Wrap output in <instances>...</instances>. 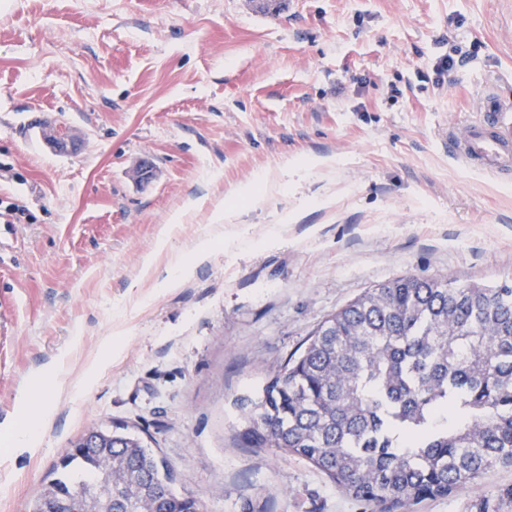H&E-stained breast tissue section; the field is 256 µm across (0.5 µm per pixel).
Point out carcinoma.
<instances>
[{
  "label": "carcinoma",
  "instance_id": "cac0c4a2",
  "mask_svg": "<svg viewBox=\"0 0 512 512\" xmlns=\"http://www.w3.org/2000/svg\"><path fill=\"white\" fill-rule=\"evenodd\" d=\"M105 434L112 440L67 452L32 512L91 494L108 456L169 512L200 507L139 436ZM248 435L254 448L309 461L372 512L447 497L512 466V286L407 275L367 289L269 377Z\"/></svg>",
  "mask_w": 512,
  "mask_h": 512
}]
</instances>
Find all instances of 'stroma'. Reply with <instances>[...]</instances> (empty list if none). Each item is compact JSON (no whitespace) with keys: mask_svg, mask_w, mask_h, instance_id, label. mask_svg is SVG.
I'll list each match as a JSON object with an SVG mask.
<instances>
[{"mask_svg":"<svg viewBox=\"0 0 512 512\" xmlns=\"http://www.w3.org/2000/svg\"><path fill=\"white\" fill-rule=\"evenodd\" d=\"M491 90L512 97V0H0V426L52 407L32 452L0 440V512L115 424L203 512H370L243 433L270 375L366 289L512 282V178L448 151ZM51 126L79 147L50 148ZM166 226L160 264L213 242L175 288L143 271ZM508 486L497 467L408 512H512Z\"/></svg>","mask_w":512,"mask_h":512,"instance_id":"stroma-1","label":"stroma"}]
</instances>
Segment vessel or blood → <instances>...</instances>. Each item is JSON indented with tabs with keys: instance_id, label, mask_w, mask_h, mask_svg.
I'll use <instances>...</instances> for the list:
<instances>
[{
	"instance_id": "b4317fda",
	"label": "vessel or blood",
	"mask_w": 512,
	"mask_h": 512,
	"mask_svg": "<svg viewBox=\"0 0 512 512\" xmlns=\"http://www.w3.org/2000/svg\"><path fill=\"white\" fill-rule=\"evenodd\" d=\"M448 150L471 169L496 178L512 175V101L489 96L464 135L449 134Z\"/></svg>"
}]
</instances>
